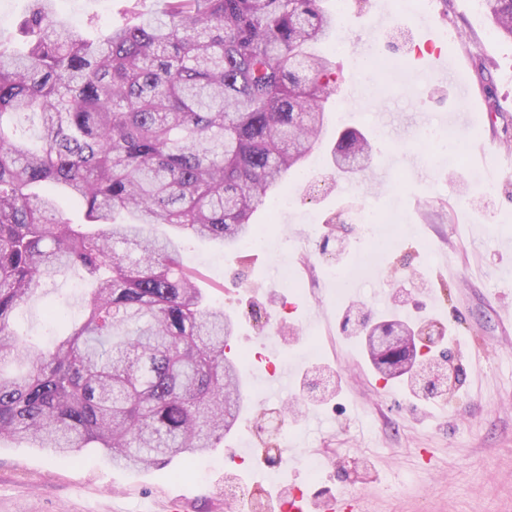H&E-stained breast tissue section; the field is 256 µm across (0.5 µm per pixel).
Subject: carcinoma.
Wrapping results in <instances>:
<instances>
[{
	"instance_id": "carcinoma-1",
	"label": "carcinoma",
	"mask_w": 512,
	"mask_h": 512,
	"mask_svg": "<svg viewBox=\"0 0 512 512\" xmlns=\"http://www.w3.org/2000/svg\"><path fill=\"white\" fill-rule=\"evenodd\" d=\"M57 2L28 0L23 48L0 32V440L137 469L203 457L241 408L234 325L159 228L224 247L260 230L252 216L320 139L340 66L308 47L338 17L323 0H129L92 38ZM481 2L512 38V0ZM371 159L362 132H339L338 168ZM71 270L84 321L50 349L20 340L15 312ZM408 325L366 316L352 333Z\"/></svg>"
}]
</instances>
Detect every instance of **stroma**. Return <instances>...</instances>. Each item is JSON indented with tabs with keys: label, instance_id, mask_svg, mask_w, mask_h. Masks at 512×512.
<instances>
[{
	"label": "stroma",
	"instance_id": "obj_1",
	"mask_svg": "<svg viewBox=\"0 0 512 512\" xmlns=\"http://www.w3.org/2000/svg\"><path fill=\"white\" fill-rule=\"evenodd\" d=\"M65 20L99 29L123 23L125 0H61ZM343 32L315 45L336 61L342 80L325 105L326 123L312 156L255 214L268 244L233 250L186 238L211 304L234 322L230 344L247 356L240 417L202 466L187 458L148 470L112 466L96 448L53 457L40 448L0 443V512H248L232 487L265 502L280 491L308 495L344 491L365 499L367 512H512V327L500 310L512 306V39L495 33L477 0H428L438 28L464 32L462 42L426 47L420 29L397 0H324ZM412 63L419 90L360 76L358 48ZM457 66L472 99L459 101L442 74ZM405 120L393 139L374 123L391 113ZM471 116L470 130L487 144L485 158L463 162L429 147L437 122ZM374 138L369 173L344 174L332 162L337 128ZM496 169L484 190L475 176ZM397 211L400 224L364 235L365 209ZM387 240L374 248L375 237ZM374 252L370 272L344 293L336 274ZM295 268L299 286L283 287L280 267ZM81 278L70 272L48 282L12 322L24 339L50 345L51 308L81 315ZM403 310L438 337L432 354L447 353V394H415L407 377L382 378L365 340L343 333L347 311L389 319ZM278 339L276 354L296 370L292 384L270 390L261 337ZM304 396L299 411L280 421V404ZM320 461L317 474L287 461L288 442Z\"/></svg>",
	"mask_w": 512,
	"mask_h": 512
}]
</instances>
